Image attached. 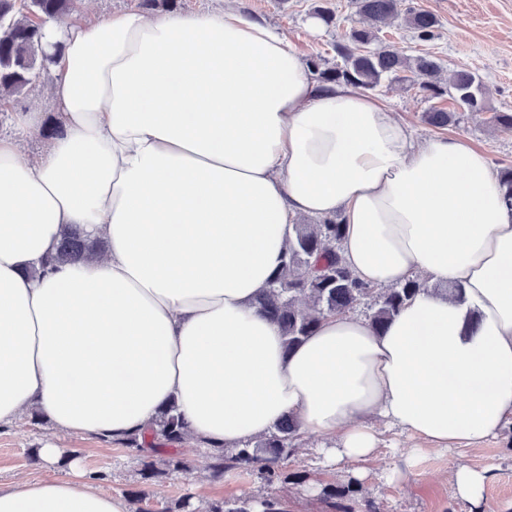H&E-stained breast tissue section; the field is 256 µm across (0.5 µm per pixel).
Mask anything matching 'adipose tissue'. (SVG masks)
<instances>
[{
    "mask_svg": "<svg viewBox=\"0 0 512 512\" xmlns=\"http://www.w3.org/2000/svg\"><path fill=\"white\" fill-rule=\"evenodd\" d=\"M55 116L0 137V427L31 414L115 439L176 403L235 448L294 416L328 465L376 460L379 422L424 447L512 429V207L462 136L416 141L366 92L321 86L284 30L233 4L130 9L50 31ZM60 130L37 157L19 136ZM341 216L363 282L425 291L383 331L325 318L285 350L255 298L302 216ZM101 255L45 267L65 226ZM486 470L448 471L481 505ZM0 512H132L93 474L0 485Z\"/></svg>",
    "mask_w": 512,
    "mask_h": 512,
    "instance_id": "1",
    "label": "adipose tissue"
}]
</instances>
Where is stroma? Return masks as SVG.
<instances>
[{"label": "stroma", "instance_id": "35a3bbf8", "mask_svg": "<svg viewBox=\"0 0 512 512\" xmlns=\"http://www.w3.org/2000/svg\"><path fill=\"white\" fill-rule=\"evenodd\" d=\"M318 0H237L248 17L264 20L288 32L301 58L324 52L330 42L341 40L356 18L350 0H329L337 15L335 24L313 26L312 11ZM406 5L436 16L438 25L431 41L416 40L402 21L383 27L380 37L406 55L429 52L445 71L469 70L480 76L489 108L512 109V0H405ZM372 95L395 117L408 125L417 140L446 134L466 137L483 152L493 171L512 167V130L489 124L484 113L462 111L458 124L439 130L427 125L422 115L432 104L452 108L450 99L431 102L417 87L382 83ZM53 437L48 419L25 420L0 430V483L7 485L20 475L39 477L63 473V466L40 467L31 462L33 449ZM62 454L77 453L88 473H101L104 487L123 496L142 489L146 496L142 512H168L174 503L190 497L194 512H207L211 503L224 499L259 500L275 496L285 500L288 512H333L321 491L327 486H353L348 503L353 512H474L453 496L446 479L448 468L461 462L488 470L484 512H512V438H490L478 449L430 448L408 458L409 441L389 430L383 434L379 458L368 467L363 480L350 470L336 471L320 464L315 440H307L285 462L288 483L262 484L252 473L233 471L224 480L210 477L205 450L190 446L182 450L186 469L143 485L138 459L126 449L96 437L67 435L58 439ZM402 471L400 479L388 480L391 466Z\"/></svg>", "mask_w": 512, "mask_h": 512}]
</instances>
